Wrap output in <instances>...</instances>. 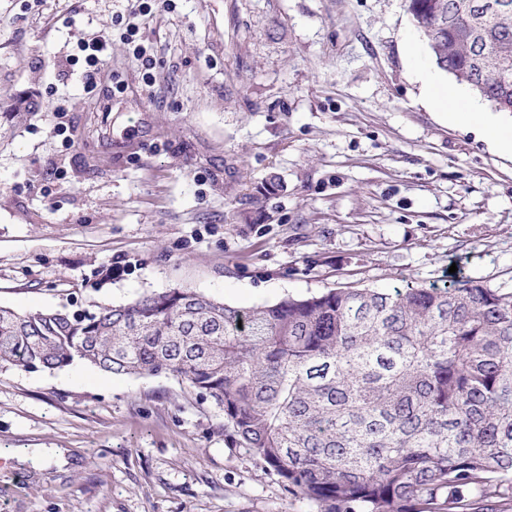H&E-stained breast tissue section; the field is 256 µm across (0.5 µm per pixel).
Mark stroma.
Wrapping results in <instances>:
<instances>
[{
	"mask_svg": "<svg viewBox=\"0 0 512 512\" xmlns=\"http://www.w3.org/2000/svg\"><path fill=\"white\" fill-rule=\"evenodd\" d=\"M0 0V306L189 287L235 307L330 288L512 291V155L468 114L405 0ZM111 36L84 92L80 42ZM63 107L71 147L55 131ZM0 512H309L172 378L0 367ZM133 2H137L138 4L131 7V10L129 11L128 17L129 22L126 25V32L123 33V39L131 45L132 43H135V40H133V37L137 34V32L140 29V25L146 24L147 18L151 15L152 12V6L151 3H156L158 7L163 9H170V3L171 0H134ZM160 5V6H159ZM130 18L138 19V22H130ZM430 99L434 107L443 112H448V117L453 118L462 112H470V115L475 117L478 113L473 112L472 108L456 92L435 85H431ZM448 100H452V102H448Z\"/></svg>",
	"mask_w": 512,
	"mask_h": 512,
	"instance_id": "stroma-1",
	"label": "stroma"
}]
</instances>
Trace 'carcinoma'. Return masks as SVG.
Returning <instances> with one entry per match:
<instances>
[{
  "label": "carcinoma",
  "instance_id": "obj_1",
  "mask_svg": "<svg viewBox=\"0 0 512 512\" xmlns=\"http://www.w3.org/2000/svg\"><path fill=\"white\" fill-rule=\"evenodd\" d=\"M436 66L512 112V0H406ZM187 382L314 512H512V292L458 276L237 308L192 288L0 306V367Z\"/></svg>",
  "mask_w": 512,
  "mask_h": 512
}]
</instances>
